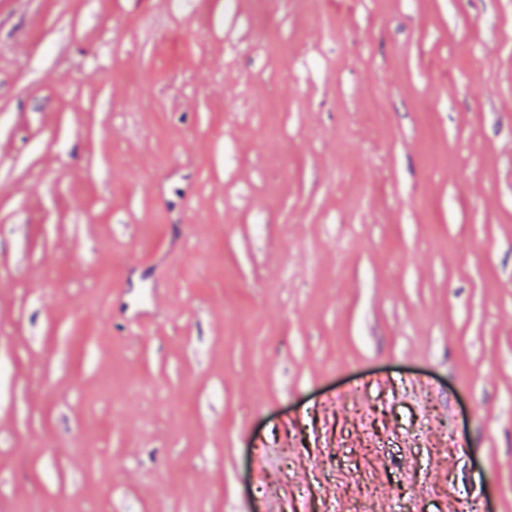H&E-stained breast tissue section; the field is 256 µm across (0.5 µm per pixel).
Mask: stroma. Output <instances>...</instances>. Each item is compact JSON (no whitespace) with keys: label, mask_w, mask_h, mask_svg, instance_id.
<instances>
[{"label":"stroma","mask_w":512,"mask_h":512,"mask_svg":"<svg viewBox=\"0 0 512 512\" xmlns=\"http://www.w3.org/2000/svg\"><path fill=\"white\" fill-rule=\"evenodd\" d=\"M358 500L512 512V0H0V512Z\"/></svg>","instance_id":"1"}]
</instances>
